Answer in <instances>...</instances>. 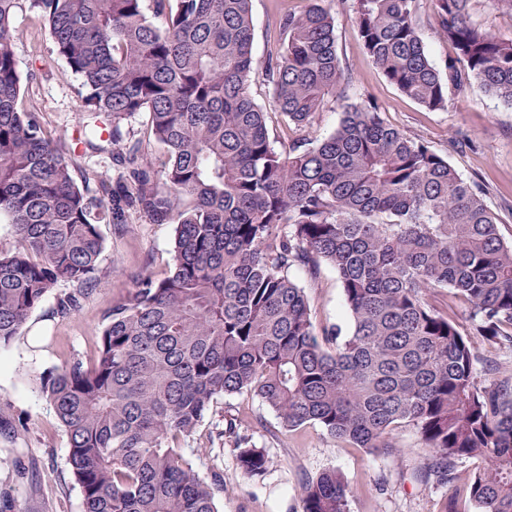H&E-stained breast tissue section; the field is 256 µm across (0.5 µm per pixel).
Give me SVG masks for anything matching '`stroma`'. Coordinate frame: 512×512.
<instances>
[{"label":"stroma","mask_w":512,"mask_h":512,"mask_svg":"<svg viewBox=\"0 0 512 512\" xmlns=\"http://www.w3.org/2000/svg\"><path fill=\"white\" fill-rule=\"evenodd\" d=\"M303 0H252L253 50L266 61L274 47L271 33L282 12L300 9ZM338 55L349 75V101L377 104L384 119L405 134L420 138L446 154L468 181L481 183L486 202L497 214L502 240L512 243V108L487 95L478 84L450 96L447 110L431 112L403 96L365 53L358 31L345 14L336 24ZM14 52L27 105L36 107L52 137L78 139L89 120L77 96L78 77L53 50L49 32L26 9L14 18ZM463 140L450 148L451 139ZM99 276L82 298L78 311L59 320L51 312L60 295L58 284L29 318L43 338L33 345L27 336L0 347V491L7 497L0 512H82L80 489L68 464L69 442L53 409L36 387L46 369L93 358L105 317L114 302L129 295L132 276L141 271L163 275L172 264L174 227L157 224L147 214L129 211L124 224H104ZM309 301L317 329L338 328L350 335L352 323L335 270L321 265L317 275L292 272ZM235 418L249 445L264 449L269 468L257 476L243 473L233 439H218L215 426ZM391 454H376L337 440L322 427H285L258 397L244 392L217 401L191 443L199 475L220 473L224 491L216 496L218 512H301L302 487L323 471L342 473L353 490L350 512H444L456 500L469 512L463 483L427 487L414 474L426 459L419 433L407 426L395 435Z\"/></svg>","instance_id":"obj_1"}]
</instances>
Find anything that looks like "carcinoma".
<instances>
[{"label":"carcinoma","mask_w":512,"mask_h":512,"mask_svg":"<svg viewBox=\"0 0 512 512\" xmlns=\"http://www.w3.org/2000/svg\"><path fill=\"white\" fill-rule=\"evenodd\" d=\"M274 34L265 76L285 127L275 147L250 87L259 71L251 0H0V344L26 331L58 283L52 312L70 318L96 276L102 224L128 210L173 224V266L140 274L114 303L92 362L38 378L67 434L83 512H218L184 448L217 400L250 392L289 428L314 423L372 453L415 427L427 448L414 478L444 486L466 459L475 512H512V377L483 378L484 352L512 350V245L483 189L423 140L386 123L373 103H347L333 134L308 141L328 97H344L332 0H304ZM418 0H339L387 81L428 111L476 82L512 106V38L473 19L474 0H427L454 56L432 63ZM44 20L80 79L86 112L109 121L132 183L114 191L75 166L22 103L13 21L22 4ZM154 17L164 20L155 26ZM149 114L166 156L154 179L122 121ZM95 182L106 198L91 193ZM337 273L351 335L314 332L295 267ZM446 289L470 327L439 311ZM239 447L248 475L272 463ZM352 491L328 470L305 483L302 512H350Z\"/></svg>","instance_id":"carcinoma-1"}]
</instances>
